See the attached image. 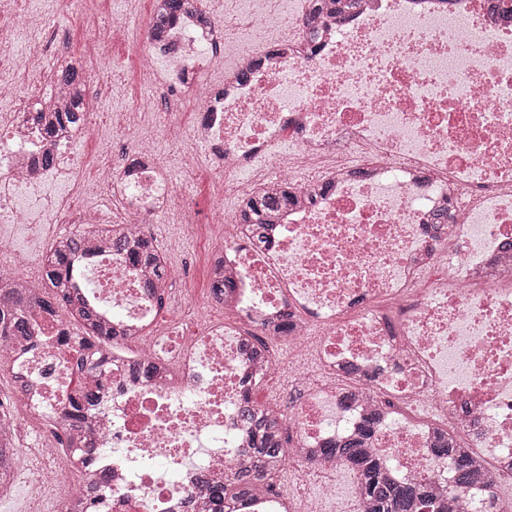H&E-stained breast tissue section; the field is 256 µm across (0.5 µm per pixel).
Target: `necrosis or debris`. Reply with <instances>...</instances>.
Returning a JSON list of instances; mask_svg holds the SVG:
<instances>
[{"label":"necrosis or debris","instance_id":"1","mask_svg":"<svg viewBox=\"0 0 512 512\" xmlns=\"http://www.w3.org/2000/svg\"><path fill=\"white\" fill-rule=\"evenodd\" d=\"M225 11L212 0L170 27L163 91L199 120L164 134L219 169L224 194L287 181L299 196L256 246L243 220L212 207L224 244L211 258L236 283L225 298L234 323L194 328L178 348L146 341L83 372L62 318L32 322L37 348L0 342L28 386L24 415L64 424L69 394L99 385L82 424L102 490L92 504L58 498L55 512H207L208 484L251 458L242 378L275 368L270 357L252 362L242 339L272 328L293 356L320 339L316 369L288 376L302 393L275 408L296 434L287 464L321 478L299 512H319L336 492L342 463L321 450L391 406L404 419L385 417L369 446L396 481L446 494L453 463L431 451L440 424L469 439L479 470L470 501L512 512L483 478L493 467L512 477V251L502 247L512 240V28L487 0H356L312 35L291 18L287 52L262 58L257 44L280 23L265 12L241 27L246 78L215 92L196 76L217 62ZM48 94L61 108L70 101L51 81L24 92L0 80V97L20 100L0 118V224H40L55 241L115 220L145 235L155 216L195 212L193 196L152 178L160 156L133 122L120 128L141 164L120 189V213L108 201L128 160L114 157L108 177L91 180L73 150L99 136L90 119L59 135L54 167H42L33 117ZM441 210L448 222L430 237ZM87 251L91 301L127 333L153 324L145 271L101 240ZM136 362L150 373H133Z\"/></svg>","mask_w":512,"mask_h":512}]
</instances>
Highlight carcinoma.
Returning <instances> with one entry per match:
<instances>
[{
	"instance_id": "cac0c4a2",
	"label": "carcinoma",
	"mask_w": 512,
	"mask_h": 512,
	"mask_svg": "<svg viewBox=\"0 0 512 512\" xmlns=\"http://www.w3.org/2000/svg\"><path fill=\"white\" fill-rule=\"evenodd\" d=\"M489 2L491 11L503 22L512 24V0ZM340 5V0H309L303 26L312 30L320 27L323 19ZM191 7L192 0H157L149 25L153 42L157 45L163 43L173 19L190 11ZM55 83L71 87L73 100L68 108L62 111L51 108L46 111V117L40 119L43 123L42 139L48 144L55 140L60 128L74 130L83 120L82 103L78 98V89L82 86L78 66L71 61L58 66ZM292 199L288 184L283 183L275 196L262 189L243 200L241 213L244 220L249 222L251 243H265L270 213ZM88 237L109 239L112 247L127 254L134 264L151 269L152 278L145 282V288L157 299H162L167 268L152 237L126 233L119 224H111L107 228L87 226L55 243L44 265V284L41 287L34 288L14 277H0V339L28 336L31 312L35 309L49 316L66 317L71 326L70 340L79 349L76 361L79 369H84L90 357L97 360L112 358V339L116 335L112 322L103 319L87 302L83 295L84 286L78 283L76 277L79 269L76 261ZM95 398L94 388L81 387L74 391L68 398L67 417L79 420L85 407ZM240 413L246 426L251 429L254 463L251 469L237 471L225 478L223 483L211 488V512H225L229 502L259 485L268 474L280 470L284 465L286 429L279 418L255 407L248 400L242 403ZM375 423L376 419L372 418L362 433L339 440L323 449V454L345 462L348 469L357 475L361 512H422L425 507L429 508V512H448L443 505L435 509V505L427 500L429 493L390 480L382 463L367 448L368 437ZM431 449L435 456H446L453 460L452 498L465 504L461 500V493L470 486L473 479L470 455L455 435L441 427L433 431ZM92 465L93 459L88 455L75 458L74 466L82 479L80 494L87 500L93 499L96 494V485L89 482L88 478V467Z\"/></svg>"
}]
</instances>
